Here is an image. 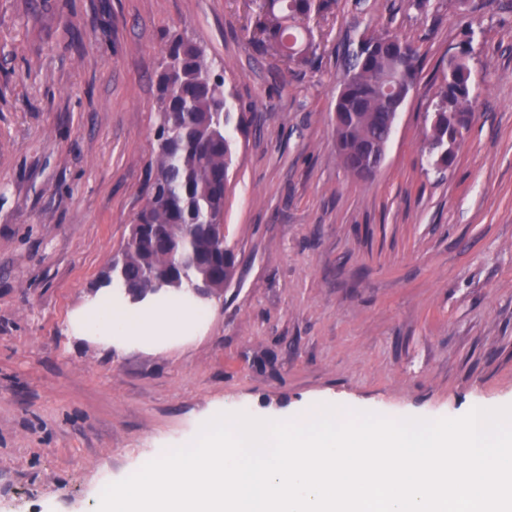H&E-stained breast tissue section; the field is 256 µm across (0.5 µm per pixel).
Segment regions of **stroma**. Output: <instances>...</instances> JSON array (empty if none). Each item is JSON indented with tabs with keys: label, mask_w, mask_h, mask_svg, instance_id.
I'll list each match as a JSON object with an SVG mask.
<instances>
[{
	"label": "stroma",
	"mask_w": 512,
	"mask_h": 512,
	"mask_svg": "<svg viewBox=\"0 0 512 512\" xmlns=\"http://www.w3.org/2000/svg\"><path fill=\"white\" fill-rule=\"evenodd\" d=\"M506 0H335L297 68L259 47V0H0V512H96L102 490L217 412L339 398L459 418L512 405V10ZM389 30L424 63L377 175L336 153L344 60ZM224 74L236 257L197 331L165 349L68 335L125 244L156 156L174 37ZM471 46L475 118L445 172L426 115Z\"/></svg>",
	"instance_id": "obj_1"
}]
</instances>
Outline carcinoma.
Instances as JSON below:
<instances>
[{
	"mask_svg": "<svg viewBox=\"0 0 512 512\" xmlns=\"http://www.w3.org/2000/svg\"><path fill=\"white\" fill-rule=\"evenodd\" d=\"M330 0H260L258 35L261 45L276 46L278 54L300 67L310 63L312 44L304 39L306 23L329 8ZM159 80L157 151L151 166L146 203L137 223L155 224L153 244L127 241L100 272L95 288L114 284L139 303L160 292L198 288L212 297L233 280L236 261L216 224L224 220L225 181L232 162L227 100L216 93L224 76L208 64L204 49L181 37L171 42ZM388 73L392 87L403 89L419 74V52L398 34L376 31L347 57L341 113L336 139L343 154L362 155L365 176H373L387 145L392 121L391 98L378 87ZM470 74L463 68L442 71L441 87L431 113L426 150L437 170L451 167L455 156L445 152L456 129L448 119L472 112Z\"/></svg>",
	"mask_w": 512,
	"mask_h": 512,
	"instance_id": "1",
	"label": "carcinoma"
}]
</instances>
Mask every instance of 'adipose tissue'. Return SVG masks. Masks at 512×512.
I'll return each instance as SVG.
<instances>
[{"label":"adipose tissue","instance_id":"1","mask_svg":"<svg viewBox=\"0 0 512 512\" xmlns=\"http://www.w3.org/2000/svg\"><path fill=\"white\" fill-rule=\"evenodd\" d=\"M199 309L193 304L158 306L107 301L105 295L88 301L71 319L74 335L98 338L108 345L130 341L169 344L193 330Z\"/></svg>","mask_w":512,"mask_h":512}]
</instances>
